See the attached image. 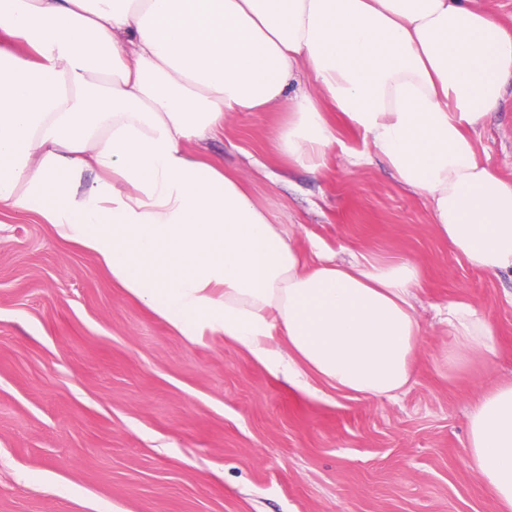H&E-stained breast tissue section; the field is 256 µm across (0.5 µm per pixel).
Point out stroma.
<instances>
[{
  "instance_id": "obj_1",
  "label": "stroma",
  "mask_w": 512,
  "mask_h": 512,
  "mask_svg": "<svg viewBox=\"0 0 512 512\" xmlns=\"http://www.w3.org/2000/svg\"><path fill=\"white\" fill-rule=\"evenodd\" d=\"M290 109L235 112L198 150L241 174L299 247L407 259L421 272L419 370L397 399L318 398L223 337L188 340L115 286L50 225L0 211V512H499L472 470L469 406L512 381V274L458 257L428 199L326 109V166L288 163ZM481 158L512 180V84L476 128ZM452 301L472 304L496 352L439 358Z\"/></svg>"
}]
</instances>
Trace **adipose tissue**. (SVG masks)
<instances>
[{"label":"adipose tissue","mask_w":512,"mask_h":512,"mask_svg":"<svg viewBox=\"0 0 512 512\" xmlns=\"http://www.w3.org/2000/svg\"><path fill=\"white\" fill-rule=\"evenodd\" d=\"M0 209L31 212L188 337H224L317 393L394 398L422 335L417 266L307 253L242 178L185 145L234 112L289 103L278 153L319 171L336 133L305 77L429 199L454 251L512 271V183L471 130L512 82V34L474 0H0ZM93 179H86V172ZM457 368L494 351L472 305H448ZM473 471L512 512V382L468 415Z\"/></svg>","instance_id":"ef3b65f1"}]
</instances>
